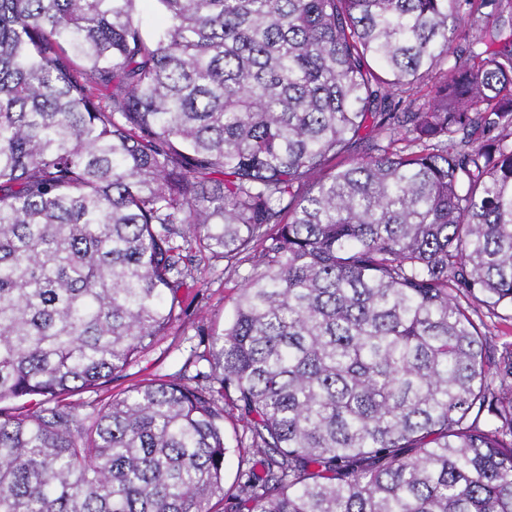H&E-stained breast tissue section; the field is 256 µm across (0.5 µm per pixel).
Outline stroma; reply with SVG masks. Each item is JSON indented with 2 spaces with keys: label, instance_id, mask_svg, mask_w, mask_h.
Instances as JSON below:
<instances>
[{
  "label": "stroma",
  "instance_id": "1",
  "mask_svg": "<svg viewBox=\"0 0 512 512\" xmlns=\"http://www.w3.org/2000/svg\"><path fill=\"white\" fill-rule=\"evenodd\" d=\"M195 264L200 271L196 286L197 298L181 320L171 324L167 335L125 372L108 388L97 393L84 392L73 396L75 405H82L93 398H106L108 393H120L128 385L141 380L169 379L179 374L195 375L196 371L207 370V362L190 365L192 352L203 353L212 347V339L220 334L231 320L235 299L242 283V276L252 267L251 261L230 263L212 257L210 252L198 251ZM224 439L228 447L224 461V492L236 490L238 470L241 463H256L257 454L248 446L246 427L235 411L224 413Z\"/></svg>",
  "mask_w": 512,
  "mask_h": 512
}]
</instances>
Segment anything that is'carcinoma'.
<instances>
[{"label": "carcinoma", "instance_id": "carcinoma-1", "mask_svg": "<svg viewBox=\"0 0 512 512\" xmlns=\"http://www.w3.org/2000/svg\"><path fill=\"white\" fill-rule=\"evenodd\" d=\"M194 244L258 254L211 371L78 412ZM476 305L512 308V0H0V512H512ZM224 410V439L228 447L224 461V493L230 495L236 491L237 476L241 459L249 465L259 460V455L254 454L251 448H247L245 424L237 418V412L229 406Z\"/></svg>", "mask_w": 512, "mask_h": 512}]
</instances>
